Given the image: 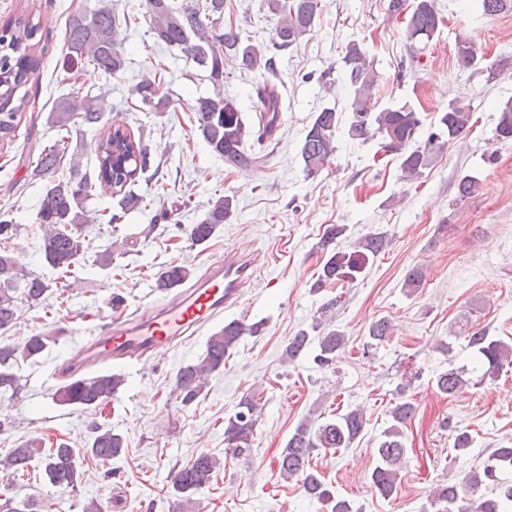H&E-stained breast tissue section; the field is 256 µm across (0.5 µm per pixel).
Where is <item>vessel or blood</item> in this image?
Segmentation results:
<instances>
[{
	"label": "vessel or blood",
	"instance_id": "obj_1",
	"mask_svg": "<svg viewBox=\"0 0 512 512\" xmlns=\"http://www.w3.org/2000/svg\"><path fill=\"white\" fill-rule=\"evenodd\" d=\"M262 268L257 252H227L171 300L132 318L117 316L105 335L73 349L57 376L67 379L95 367L133 369L183 346L241 300Z\"/></svg>",
	"mask_w": 512,
	"mask_h": 512
}]
</instances>
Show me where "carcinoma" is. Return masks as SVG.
I'll use <instances>...</instances> for the list:
<instances>
[{
	"mask_svg": "<svg viewBox=\"0 0 512 512\" xmlns=\"http://www.w3.org/2000/svg\"><path fill=\"white\" fill-rule=\"evenodd\" d=\"M150 32L158 43L180 50L206 73L213 87V95L199 97L188 105L196 117L195 129L211 152L224 159V164L246 169L254 157L246 149L253 135L242 118V110L233 99L224 96V62L230 57L240 59L249 71L270 70L272 59L252 44H243L239 32L224 27V0H145ZM484 15H497L512 9V0H479ZM271 12L280 16L277 28L280 48H288L310 34L320 17V0H268ZM388 12L406 23V36L411 41H429L436 34L441 17L436 0H389ZM119 15L113 5L105 2L91 15L76 14L66 30L63 70L69 74L78 67L92 64L104 74L115 76L126 68V58L119 40ZM39 26L28 16L20 15L0 28V137L8 138L15 132L28 104L31 76L39 69L40 58L34 54L33 40ZM456 59L459 66L469 68L476 63L474 46L467 38L456 41ZM342 63L347 83L352 89L350 109L352 119L348 134L354 139L378 137L381 148L400 156L403 177L413 180L422 174L432 153L444 149L468 128L470 108L459 103L449 105L431 122L424 145L409 148L423 127V121L414 108L403 105L379 112L369 110L377 78L373 66L360 44L348 42ZM147 111L161 114L170 111L174 100L170 93L151 78H145L132 89ZM257 122L265 133H270L280 121L281 102L278 90L265 84L257 88ZM47 123L65 132L54 144L43 148L31 175L47 181L36 213L39 232V253L43 263L66 276L85 261L92 240L88 238L85 209L91 199L92 180L106 183L118 196L115 210L107 211V224H118L125 216L142 210L144 196L128 188L136 175L149 171L152 156L143 138H135L120 126L107 128L96 145L98 166L95 173L83 169L81 155L71 154L68 168L63 166L72 133L85 126L103 123V115L92 99L65 97L56 102L47 117ZM339 112L325 107L316 113L307 127L300 155L303 170L308 177L318 176L336 153V130ZM495 135L499 140H512V101H506L498 110ZM477 179L465 176L457 183V198L463 200L479 191ZM238 200L233 194L211 199L204 218L188 227L190 241L195 245L207 243L222 224L234 216ZM21 225L0 219V332L6 333L17 321L14 294L18 290L31 302L46 298L51 283L40 274L28 270L12 247ZM346 232V225H329L319 242L325 252L324 263L311 285L315 292L342 282L352 283L364 272L386 247V233L370 232L356 241L350 249L336 248V240ZM191 276V269L183 264L169 263L154 274V288L168 291ZM423 268H412L403 287L415 293L423 287ZM338 298L323 303L316 318L312 336L302 329L288 340L285 355L289 361L314 352L313 362L327 367L336 361L344 348L345 336L332 325L333 311ZM264 329L263 321L245 323L231 320L212 333L203 353L194 363L180 367L175 375L174 392L185 406L191 405L204 391L208 380L224 371L226 360L245 336H258ZM369 338L381 342L390 333V323L384 318L372 322ZM466 348L476 356L484 369L482 377H492L503 367L512 366V345L496 339L484 330L466 337ZM60 337L53 332L39 331L20 344L0 341V397L15 396L22 389L21 376L16 369L23 364H34L46 351L59 344ZM126 384L120 373L101 372L73 380L52 393L60 406L75 409L97 408L107 405ZM465 385L461 372L451 368L436 378V387L443 394L453 395ZM414 413V405L400 400L390 410V424L381 433L375 448L378 464L372 471L374 489L384 498L397 492L401 483V464L407 448L403 427ZM259 405L251 396L239 401L236 410L224 419V456L246 459L251 456ZM366 418L359 408L351 409L333 419L304 420L288 438L278 460L281 476L286 480L301 479L308 497L320 502L326 512H353L350 504L334 497L319 475L311 469L310 454L321 448L338 452L349 448L363 433ZM122 434L102 425L92 427V442L86 453L100 463H109L124 455ZM36 458V445L22 442L0 458V468L13 473L29 471ZM48 482L59 490L77 485L78 456L66 442H59L41 460ZM224 462L217 455L201 452L178 468L172 478L174 505L178 512H189L193 496L210 485ZM512 470V447L495 449L480 471L468 473L457 485L436 488L429 505H444L448 512H512V484L502 482L499 474ZM490 484L488 493L477 495L479 489Z\"/></svg>",
	"mask_w": 512,
	"mask_h": 512,
	"instance_id": "obj_1",
	"label": "carcinoma"
}]
</instances>
